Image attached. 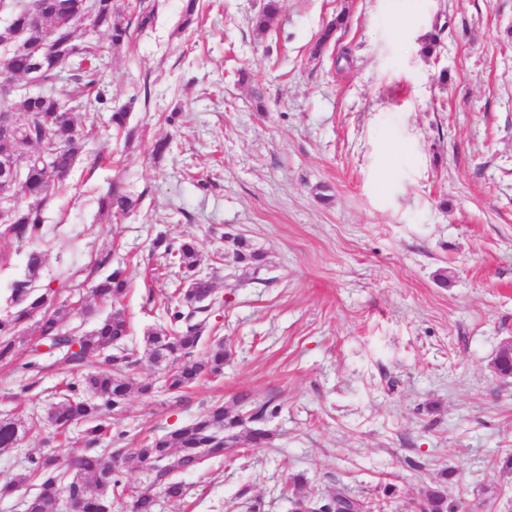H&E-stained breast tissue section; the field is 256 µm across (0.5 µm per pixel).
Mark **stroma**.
Wrapping results in <instances>:
<instances>
[{
	"label": "stroma",
	"instance_id": "35a3bbf8",
	"mask_svg": "<svg viewBox=\"0 0 512 512\" xmlns=\"http://www.w3.org/2000/svg\"><path fill=\"white\" fill-rule=\"evenodd\" d=\"M143 2L153 27L99 61L111 107L45 207L35 285L78 304L63 327L86 335L111 310L92 292L95 258L111 253L137 346L162 323L155 298L181 281L155 240L194 239L200 275L231 297L211 319L224 374L180 402L130 389L123 445L240 393L278 408L271 447L205 457L160 512H290L296 475L310 496L343 487L371 512H408L442 479L469 512H512V473L497 466L512 379L493 371L512 340V0H280L261 37L249 19L264 0H200L188 26L185 0ZM130 101L116 130L110 110ZM113 183L137 209L100 212ZM228 228L266 252L267 283L227 290ZM29 249L0 236V311ZM33 358L30 391L0 364V418H39L0 452V484L28 457L84 450L80 427L58 437L43 421L63 373L17 345V363Z\"/></svg>",
	"mask_w": 512,
	"mask_h": 512
}]
</instances>
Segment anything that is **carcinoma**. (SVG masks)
<instances>
[{
    "mask_svg": "<svg viewBox=\"0 0 512 512\" xmlns=\"http://www.w3.org/2000/svg\"><path fill=\"white\" fill-rule=\"evenodd\" d=\"M279 0H266L251 20L260 36L269 32L277 17ZM9 14L7 25L0 29V114L20 110L25 123L17 127L18 135L0 138V156L18 165L24 149L36 151L26 156L20 170L22 201L13 207L9 223L0 230L18 241L37 243L47 233L43 208L66 185L79 156L84 152L88 132V113L108 107L100 71L94 61L103 47L96 41L78 40L75 23L94 16V27L107 30L110 46L118 48L131 39V23L119 20L121 7L117 0H0V12ZM40 78L42 91L22 95L11 84V78ZM50 156L48 163L42 158ZM139 200L116 185H109L100 196V209L127 214L136 209ZM232 238L234 272L228 287L246 282H263L268 261L264 251L254 247L243 236L227 232ZM168 264L182 275L181 287L173 295L161 299L166 325L145 331L144 351L156 363L168 364L167 390L178 396L206 376L224 373V344L207 342L208 313L224 306V298L214 292L210 280L196 275L202 254L196 242L185 240L165 246ZM43 265V253L31 249L26 258V274L13 281L6 299L9 310L0 315V361L13 360L16 344L29 341L18 327L33 322L34 345H71L61 321L65 307L56 306V291L47 288L39 293L34 281ZM129 281L125 271L117 268L100 279L93 293L116 305L95 329L77 339L78 350H72L63 371L78 374L64 382L58 401L50 404L46 418L56 432L73 426H84L86 452L63 462L53 454L29 457L25 472L0 487V495L8 496L27 486L31 494L24 501L25 512H45L61 495L80 494L85 512H113L114 500L126 496L123 469L158 465L155 483L169 499H182L186 489L169 475L174 470L192 471L203 453L224 455L240 444V438L254 447L270 444L269 430L246 426L265 424L276 416L278 408L271 401L253 400L249 394L237 396L236 403L246 414L217 404L191 422L162 435L143 440L135 452L122 448L126 433L114 430L115 416L122 413L130 386L129 376L137 369L138 350L125 347L130 336V323L121 300L127 294ZM208 343L206 357L195 358V352ZM26 433L22 416L0 418V451L17 447ZM108 442L103 447L101 443ZM292 512H365L366 502L338 488L321 500L302 492L303 481L293 479ZM419 501L423 512H456L448 499L447 486L439 483L422 488ZM129 512H156L155 494L147 489L131 496Z\"/></svg>",
    "mask_w": 512,
    "mask_h": 512,
    "instance_id": "obj_1",
    "label": "carcinoma"
}]
</instances>
